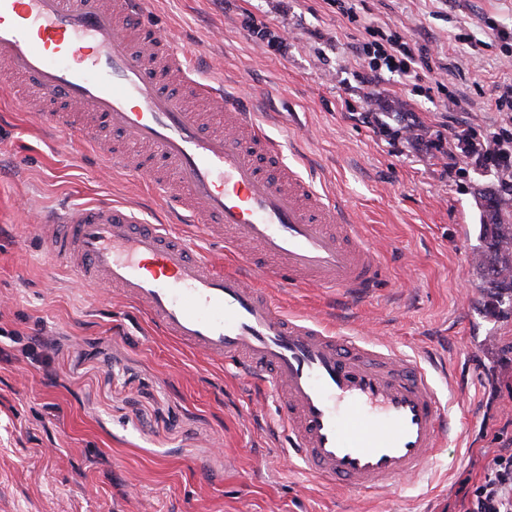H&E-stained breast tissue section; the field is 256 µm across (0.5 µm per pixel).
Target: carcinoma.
<instances>
[{"label": "carcinoma", "instance_id": "carcinoma-1", "mask_svg": "<svg viewBox=\"0 0 512 512\" xmlns=\"http://www.w3.org/2000/svg\"><path fill=\"white\" fill-rule=\"evenodd\" d=\"M495 176L499 182V194L487 201L480 223L475 225L479 241L475 252L480 254L478 268L484 278L507 295L509 307L512 308V273L506 272L507 265L512 263V252L507 248L508 239L512 238V212L503 210L506 204L504 196L512 197V183L498 172Z\"/></svg>", "mask_w": 512, "mask_h": 512}]
</instances>
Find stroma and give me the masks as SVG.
Instances as JSON below:
<instances>
[{"label": "stroma", "instance_id": "35a3bbf8", "mask_svg": "<svg viewBox=\"0 0 512 512\" xmlns=\"http://www.w3.org/2000/svg\"><path fill=\"white\" fill-rule=\"evenodd\" d=\"M361 21L430 41L419 83L366 86L351 74L355 30L332 0H147L146 24L170 30L180 52L206 50L202 74L222 78L282 142L286 162L350 205L383 261L382 290L352 311L371 339L425 355L440 397L464 392L461 432L446 459L398 496L328 489L284 459L277 403L255 395L239 368L159 334L136 303L77 286L33 234L60 203L149 207L138 175L104 172L45 132L0 90V512H454L458 483L481 452L512 436V314L466 262L461 228L479 193L495 189L475 163L399 153L355 115L388 101L418 132L487 136L500 45L471 49L484 20L512 28V0H357ZM443 89L433 88V81ZM464 111L446 110L449 93ZM493 332V357L463 352L460 324Z\"/></svg>", "mask_w": 512, "mask_h": 512}]
</instances>
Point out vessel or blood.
Returning a JSON list of instances; mask_svg holds the SVG:
<instances>
[{"instance_id":"vessel-or-blood-1","label":"vessel or blood","mask_w":512,"mask_h":512,"mask_svg":"<svg viewBox=\"0 0 512 512\" xmlns=\"http://www.w3.org/2000/svg\"><path fill=\"white\" fill-rule=\"evenodd\" d=\"M146 0H0V60L13 98L56 103L46 129L97 149L102 119L143 146V164L107 152L105 167L152 174L169 222L189 225L223 252L195 249L164 225L108 200L46 216L50 252L87 286L141 305L159 330L270 384L290 457L330 487L400 492L447 453L451 419L418 358L290 317L275 298L317 288L345 308L383 285L378 254L351 209L282 164V144L255 113L198 75L168 30L142 21ZM182 79L181 93L164 85ZM224 116L208 125L194 103ZM252 244L256 260L238 250Z\"/></svg>"}]
</instances>
